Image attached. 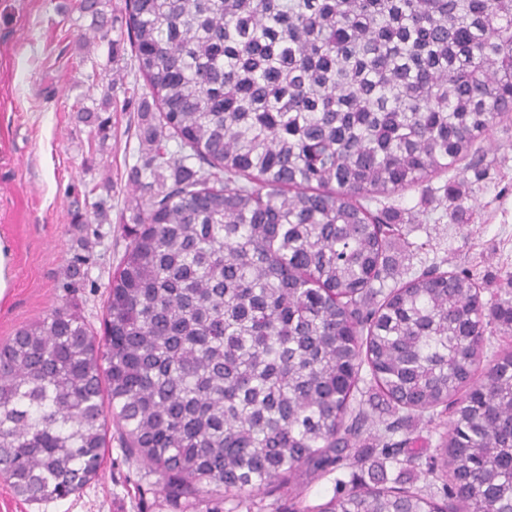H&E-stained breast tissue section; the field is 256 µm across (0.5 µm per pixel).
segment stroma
I'll return each instance as SVG.
<instances>
[{"mask_svg": "<svg viewBox=\"0 0 512 512\" xmlns=\"http://www.w3.org/2000/svg\"><path fill=\"white\" fill-rule=\"evenodd\" d=\"M109 40L95 38L92 17L78 0H0V250L7 258L8 287L0 298V342L27 322L66 303L104 335L108 284L120 262L135 192L132 168L143 166L147 147L137 137L139 104L146 91L126 34L122 0H108ZM108 122L106 132L98 119ZM488 175L457 169L431 178L427 189L392 196L417 246L400 269L417 273L435 262L445 270L476 274L484 295L512 300V121L481 137ZM478 182L480 202L469 223L451 220L440 201L446 185ZM83 276L72 279V265ZM419 466L386 461V485L422 486L425 463L436 454L440 431L406 421ZM97 476L64 498L26 502L0 481V512H206L166 495L158 473L127 457L117 428ZM367 469L338 461L320 478L298 477L310 506L360 481Z\"/></svg>", "mask_w": 512, "mask_h": 512, "instance_id": "obj_1", "label": "stroma"}]
</instances>
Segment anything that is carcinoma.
Returning <instances> with one entry per match:
<instances>
[{
    "label": "carcinoma",
    "instance_id": "cac0c4a2",
    "mask_svg": "<svg viewBox=\"0 0 512 512\" xmlns=\"http://www.w3.org/2000/svg\"><path fill=\"white\" fill-rule=\"evenodd\" d=\"M99 38L109 20L83 0ZM147 89L146 169L104 343L62 304L0 343V478L38 501L96 475L107 417L194 502L288 488L294 512H512V302L432 264L393 273V194L512 114V0H125ZM172 138L179 150L168 147ZM171 173V186L161 172ZM395 411L449 415L426 488L359 484L310 507L295 482L390 459L362 371ZM449 498L436 500V491Z\"/></svg>",
    "mask_w": 512,
    "mask_h": 512
}]
</instances>
